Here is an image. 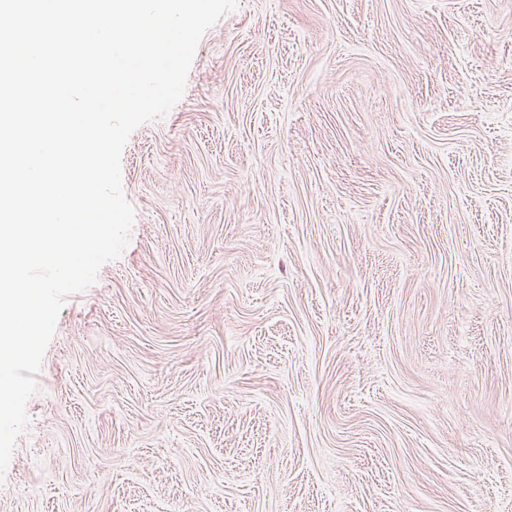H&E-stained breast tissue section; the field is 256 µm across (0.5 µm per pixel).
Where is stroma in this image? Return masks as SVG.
<instances>
[{
  "label": "stroma",
  "mask_w": 512,
  "mask_h": 512,
  "mask_svg": "<svg viewBox=\"0 0 512 512\" xmlns=\"http://www.w3.org/2000/svg\"><path fill=\"white\" fill-rule=\"evenodd\" d=\"M121 173L0 512H512V0H237Z\"/></svg>",
  "instance_id": "obj_1"
}]
</instances>
